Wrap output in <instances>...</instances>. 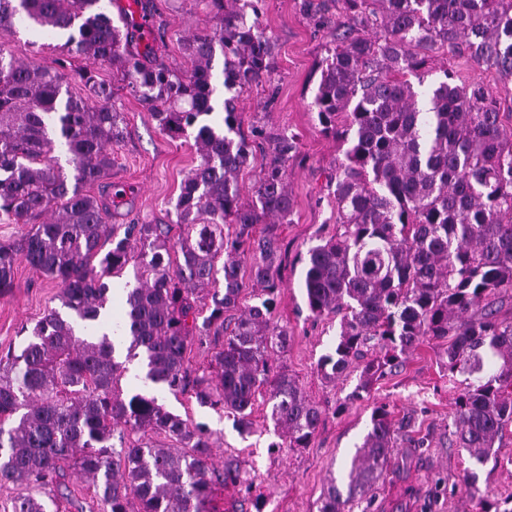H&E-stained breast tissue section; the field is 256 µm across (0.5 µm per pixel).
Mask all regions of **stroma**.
<instances>
[{
    "label": "stroma",
    "mask_w": 512,
    "mask_h": 512,
    "mask_svg": "<svg viewBox=\"0 0 512 512\" xmlns=\"http://www.w3.org/2000/svg\"><path fill=\"white\" fill-rule=\"evenodd\" d=\"M154 21L165 27L163 38L138 40L139 51L152 52L153 62L186 70L190 62L186 38L213 23L200 0H152ZM304 0H264L260 22L272 40L273 70L269 78L247 89L238 99L242 127L262 124L295 134L298 155L288 162V188L293 200L290 223L281 225L283 278L271 318L288 329V349L276 357L304 394L323 411L309 447H278L265 396H258L250 433H240L231 415L199 406L194 399L157 391L169 411L206 427L213 434L212 460L223 467L235 458L253 481L250 495L227 485L216 491L219 512H317V501L328 480L341 477L355 446L360 444L375 407L384 405L395 417H412L411 439L401 440L390 468L371 500L355 502L352 512H481L484 502L512 512V431L504 446L482 464L457 447L452 425L455 401L465 386L464 375H449L441 345L421 343L406 354L402 366L356 393L357 376L326 380L317 368L320 357L334 347L339 331L336 315L312 317L303 280L305 258L319 238L336 230V205L327 188L343 154L339 141L325 135L311 103L321 66L333 39L332 23L339 15L333 0L326 5L327 24H319ZM65 39L23 25L0 29V46L16 59L52 62L68 58L72 68H90L111 87L118 111L124 115L123 136L112 144V177L93 187L94 195L111 198L122 192L113 208L116 224H171L184 178L198 164L194 135L173 140L162 134L150 112L123 89L106 64L68 53ZM428 82L451 72L456 84L483 82L512 128V76L480 66L468 56L435 48L426 53ZM59 287L27 265H19L12 291L0 296V354L18 347L24 330L33 328L46 311L59 307ZM478 475L479 496L463 485L468 469Z\"/></svg>",
    "instance_id": "stroma-1"
}]
</instances>
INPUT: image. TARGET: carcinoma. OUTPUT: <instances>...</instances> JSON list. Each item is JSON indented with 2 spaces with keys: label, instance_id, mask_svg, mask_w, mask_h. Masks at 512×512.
I'll return each mask as SVG.
<instances>
[{
  "label": "carcinoma",
  "instance_id": "cac0c4a2",
  "mask_svg": "<svg viewBox=\"0 0 512 512\" xmlns=\"http://www.w3.org/2000/svg\"><path fill=\"white\" fill-rule=\"evenodd\" d=\"M203 2L214 28L186 42L187 74L134 52L135 31L114 24L102 0H0V28L24 22L66 36L71 50L116 71L161 133L180 139L214 112L216 52L230 90L272 72L263 0ZM335 2L348 22L335 27L313 107L343 148L327 181L338 220L336 235L308 250L304 288L311 315L340 316V331L318 367L328 380L359 373L365 392L420 342L446 343L448 372L466 376L454 434L482 463L512 427V316L488 301L512 293V130L483 83L457 85L446 71L421 103L412 79L423 84L421 52L436 46L511 74L512 0ZM74 75L94 102L72 95L66 61H19L0 47V213L27 226L0 242V294L14 288L25 263L57 282L61 302L20 351L0 359V486L20 489L10 512H59L52 491L70 470L93 486L101 512H131L133 501L136 512H217L215 485L248 494L252 484L232 461L212 467L211 434L153 392H115L124 366L104 322L112 302L105 278L133 270L116 328L126 360L144 362L152 388L220 407L243 432L265 392L288 447H308L322 411L288 372L270 368L288 343L271 314L297 138L258 126L245 134L236 100H224L220 127L203 125L195 138L200 162L175 204L177 240L169 224H123L120 237L110 207L86 188L112 174L109 147L123 116L93 71ZM255 138L266 142L267 160L245 203L238 175ZM58 143L70 155L71 181L53 156ZM247 255L259 303L227 323ZM220 272L222 295L210 292ZM208 292L213 307L202 317L196 302ZM221 334L209 370H190L192 341ZM410 427L411 419L376 407L346 489L330 480L317 512H346L365 498Z\"/></svg>",
  "mask_w": 512,
  "mask_h": 512
}]
</instances>
